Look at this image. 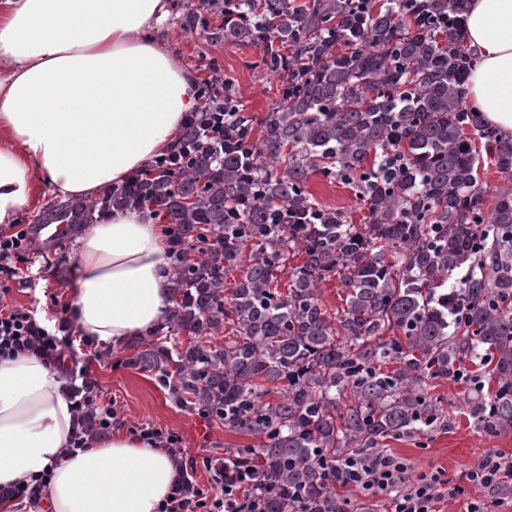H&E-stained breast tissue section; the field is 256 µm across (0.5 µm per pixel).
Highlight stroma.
Here are the masks:
<instances>
[{"mask_svg": "<svg viewBox=\"0 0 512 512\" xmlns=\"http://www.w3.org/2000/svg\"><path fill=\"white\" fill-rule=\"evenodd\" d=\"M194 12L207 18L209 34L200 35L185 28L186 16ZM223 25V15L208 7L204 0H178L176 9L160 26L159 36L170 46L176 60L196 73L199 82L211 80L216 73L232 77L247 112L263 118L276 99L275 86L256 69V48L228 45L217 38L216 33ZM309 188L320 203L346 211L353 222H361L363 212L352 188L325 180L319 174L311 177ZM76 249L74 238L66 236L54 247L30 252L27 282L13 287L0 302L32 309L50 325H58L65 317ZM96 351V346L89 342H74L67 354L71 371H83L94 383L98 399L113 402L119 429L129 432L148 424L178 435L181 449L177 457L191 474L196 488L209 493L216 491L210 463L223 457L225 448L259 445V437L209 425L177 407L150 375L125 365L126 350L113 352L105 362L96 360ZM468 390V384L455 377L433 381L431 392L442 403L447 427L386 440L388 453L410 462L411 475L439 469L455 483L486 452L512 457V429L495 435L479 430L463 400Z\"/></svg>", "mask_w": 512, "mask_h": 512, "instance_id": "obj_1", "label": "stroma"}]
</instances>
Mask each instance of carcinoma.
Returning a JSON list of instances; mask_svg holds the SVG:
<instances>
[{"instance_id":"1","label":"carcinoma","mask_w":512,"mask_h":512,"mask_svg":"<svg viewBox=\"0 0 512 512\" xmlns=\"http://www.w3.org/2000/svg\"><path fill=\"white\" fill-rule=\"evenodd\" d=\"M466 2L211 0L224 43L256 47L278 88L265 116L226 77L169 155L43 212L90 224L147 208L166 225L172 305L126 364L208 424L260 437L217 464L264 479L246 512H352L340 464L439 422L429 382L480 350L495 389L470 412L487 433L512 429V189L485 206L466 130L511 182L512 139L467 104ZM314 174L356 188L366 222L320 205ZM338 274L348 301L333 316L318 292Z\"/></svg>"}]
</instances>
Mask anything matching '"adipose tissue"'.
I'll return each mask as SVG.
<instances>
[{
	"label": "adipose tissue",
	"mask_w": 512,
	"mask_h": 512,
	"mask_svg": "<svg viewBox=\"0 0 512 512\" xmlns=\"http://www.w3.org/2000/svg\"><path fill=\"white\" fill-rule=\"evenodd\" d=\"M171 0H0V226L51 195L93 199L171 149L197 107V76L157 35ZM476 54L468 97L512 137V0H468ZM66 314L77 333L120 348L165 317L173 286L165 225L109 209L80 228ZM53 360H0V488L51 479L47 512H159L178 462L113 432L70 453L83 423Z\"/></svg>",
	"instance_id": "adipose-tissue-1"
}]
</instances>
